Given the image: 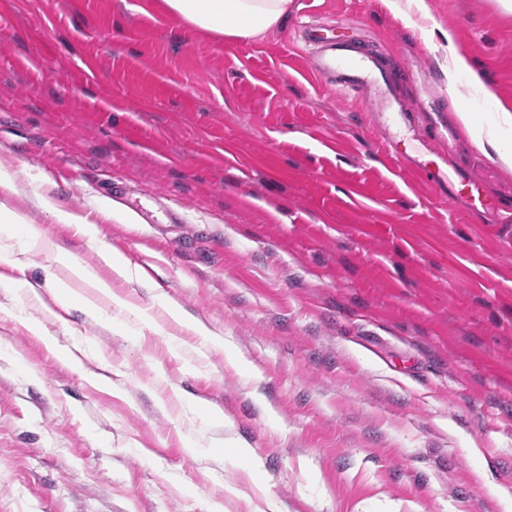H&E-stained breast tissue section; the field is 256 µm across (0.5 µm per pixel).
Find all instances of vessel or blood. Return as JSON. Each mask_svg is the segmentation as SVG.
Segmentation results:
<instances>
[{"instance_id": "vessel-or-blood-1", "label": "vessel or blood", "mask_w": 512, "mask_h": 512, "mask_svg": "<svg viewBox=\"0 0 512 512\" xmlns=\"http://www.w3.org/2000/svg\"><path fill=\"white\" fill-rule=\"evenodd\" d=\"M305 36L320 48L317 72L325 86L341 94L370 91L372 109L379 118L374 130L386 146L395 145L400 128H413L410 109L397 102L384 68L370 52L358 49L347 39L328 35L323 25L308 26ZM399 161L412 168L418 180L440 198L463 201L469 212L493 224L505 219L501 200L487 195L483 181L468 169L452 170L444 161L425 164L411 155L400 156Z\"/></svg>"}]
</instances>
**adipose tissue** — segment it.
<instances>
[{
	"mask_svg": "<svg viewBox=\"0 0 512 512\" xmlns=\"http://www.w3.org/2000/svg\"><path fill=\"white\" fill-rule=\"evenodd\" d=\"M291 0H163L167 12L186 25L214 33L229 40L248 39L276 26L288 12ZM26 249L45 251L50 265L66 267L72 279L87 284L93 291L86 299L88 311L102 315V303L131 310L146 327L155 321L147 310L131 306L127 298L112 288L113 281L127 283L144 279L143 269L131 266L116 252L104 248L99 252L102 265L112 273L111 278L99 275L96 269L72 263L69 256L42 236L29 233L24 236Z\"/></svg>",
	"mask_w": 512,
	"mask_h": 512,
	"instance_id": "obj_1",
	"label": "adipose tissue"
}]
</instances>
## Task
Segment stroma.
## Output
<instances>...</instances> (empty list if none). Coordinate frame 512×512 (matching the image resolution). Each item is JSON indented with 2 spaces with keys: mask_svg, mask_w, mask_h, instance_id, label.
I'll return each mask as SVG.
<instances>
[{
  "mask_svg": "<svg viewBox=\"0 0 512 512\" xmlns=\"http://www.w3.org/2000/svg\"><path fill=\"white\" fill-rule=\"evenodd\" d=\"M426 3L291 0L229 41L162 0H0V205L79 264L109 247L153 269L116 290L166 293L223 339L172 355L174 325L94 317L79 281L56 297L43 255L0 264L29 284L0 288V512H250L238 440L273 512H512L476 476L512 488V223L421 185L367 132L370 100L315 77L301 32L343 27L408 69L425 160L468 165L512 208V169L456 117L512 150V11ZM455 52L470 67L449 77ZM46 193L95 237L54 223ZM176 390L225 422L191 428ZM457 116L469 137L482 147L487 156L492 157V154L488 150L489 148L504 166L508 168L512 167L511 152L501 150L494 134L486 132L484 128L477 123L470 112L458 110ZM234 448V459L241 469L253 480L258 492L266 500L268 498V486L266 483H261L256 479L257 472L261 466L253 455L251 448L245 442H237Z\"/></svg>",
  "mask_w": 512,
  "mask_h": 512,
  "instance_id": "stroma-1",
  "label": "stroma"
}]
</instances>
